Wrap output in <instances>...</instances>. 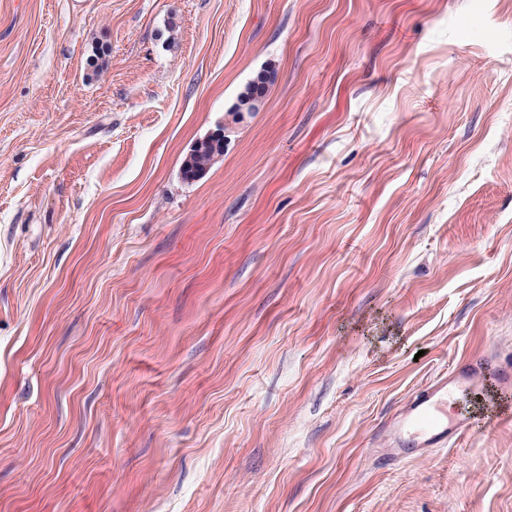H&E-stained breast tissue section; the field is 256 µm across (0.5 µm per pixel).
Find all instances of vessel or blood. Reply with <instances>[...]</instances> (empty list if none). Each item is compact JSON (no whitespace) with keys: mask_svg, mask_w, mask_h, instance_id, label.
Wrapping results in <instances>:
<instances>
[{"mask_svg":"<svg viewBox=\"0 0 512 512\" xmlns=\"http://www.w3.org/2000/svg\"><path fill=\"white\" fill-rule=\"evenodd\" d=\"M485 386L484 368L478 362L456 365L426 382L388 423L385 441L389 454L400 456L407 445L421 455L453 446L470 433L471 418L452 408V398L461 392H483Z\"/></svg>","mask_w":512,"mask_h":512,"instance_id":"obj_1","label":"vessel or blood"}]
</instances>
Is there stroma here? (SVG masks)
Segmentation results:
<instances>
[{
  "mask_svg": "<svg viewBox=\"0 0 512 512\" xmlns=\"http://www.w3.org/2000/svg\"><path fill=\"white\" fill-rule=\"evenodd\" d=\"M476 360L512 367V0H0V512H512V393L384 456ZM273 82L271 75L261 73L248 85L242 94L237 112H255L265 97L268 85ZM224 154V138L217 136L194 146L183 160V175L192 180L201 176L218 156ZM486 386L479 362L459 364L426 382L390 420L385 431L388 452L400 456L411 445L419 455L433 448L452 447L463 434L471 432V415L451 407V398L460 392L482 393Z\"/></svg>",
  "mask_w": 512,
  "mask_h": 512,
  "instance_id": "1",
  "label": "stroma"
}]
</instances>
